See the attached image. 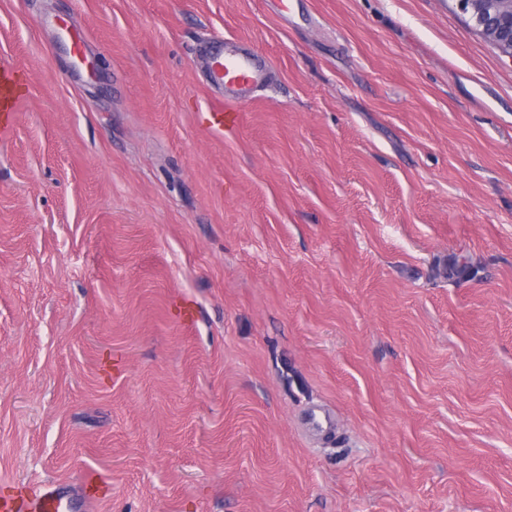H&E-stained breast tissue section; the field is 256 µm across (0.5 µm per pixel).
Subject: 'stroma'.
<instances>
[{"mask_svg":"<svg viewBox=\"0 0 512 512\" xmlns=\"http://www.w3.org/2000/svg\"><path fill=\"white\" fill-rule=\"evenodd\" d=\"M214 37L274 67L232 128ZM3 70L0 484L512 512V58L454 0H0ZM20 86L18 78L0 75V130L7 128L11 123V114L6 112L7 104L19 91Z\"/></svg>","mask_w":512,"mask_h":512,"instance_id":"35a3bbf8","label":"stroma"}]
</instances>
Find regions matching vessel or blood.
<instances>
[{
  "mask_svg": "<svg viewBox=\"0 0 512 512\" xmlns=\"http://www.w3.org/2000/svg\"><path fill=\"white\" fill-rule=\"evenodd\" d=\"M200 52L206 59L211 83L223 88L228 106L271 79L266 57L250 46L217 38L202 46ZM20 86L18 78L0 75V130L11 123L7 104ZM101 492L102 482L93 475L85 476L73 495L50 484L33 492L21 486L0 495V512H90Z\"/></svg>",
  "mask_w": 512,
  "mask_h": 512,
  "instance_id": "1",
  "label": "vessel or blood"
}]
</instances>
